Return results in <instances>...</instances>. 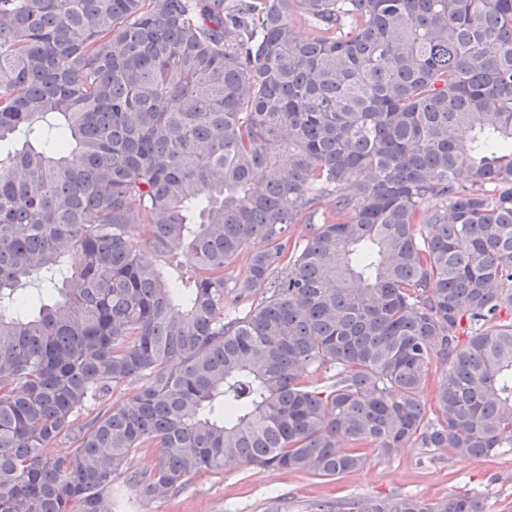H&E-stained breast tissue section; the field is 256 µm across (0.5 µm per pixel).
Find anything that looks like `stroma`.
Returning <instances> with one entry per match:
<instances>
[{
    "mask_svg": "<svg viewBox=\"0 0 512 512\" xmlns=\"http://www.w3.org/2000/svg\"><path fill=\"white\" fill-rule=\"evenodd\" d=\"M364 467L336 478L244 465L196 479L169 500L141 496L126 477L112 484V512H306L321 500L346 502L411 495L428 501L461 490L478 493L486 512H512V452L468 459L448 448L412 444L392 456L364 449Z\"/></svg>",
    "mask_w": 512,
    "mask_h": 512,
    "instance_id": "obj_1",
    "label": "stroma"
}]
</instances>
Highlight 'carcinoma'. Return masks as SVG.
<instances>
[{
	"instance_id": "cac0c4a2",
	"label": "carcinoma",
	"mask_w": 512,
	"mask_h": 512,
	"mask_svg": "<svg viewBox=\"0 0 512 512\" xmlns=\"http://www.w3.org/2000/svg\"><path fill=\"white\" fill-rule=\"evenodd\" d=\"M415 442L512 448V0H0V512H112L146 443L167 500ZM265 243L262 241H256L251 243L229 266L226 270L227 276L230 278L229 286H232L235 282L243 281L248 275V258L249 254L255 250L265 247Z\"/></svg>"
}]
</instances>
